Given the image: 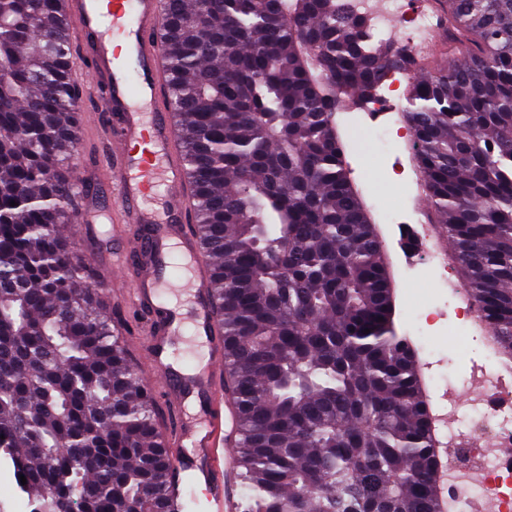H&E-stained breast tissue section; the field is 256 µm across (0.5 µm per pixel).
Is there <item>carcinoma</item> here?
Segmentation results:
<instances>
[{"label": "carcinoma", "instance_id": "cac0c4a2", "mask_svg": "<svg viewBox=\"0 0 512 512\" xmlns=\"http://www.w3.org/2000/svg\"><path fill=\"white\" fill-rule=\"evenodd\" d=\"M200 2L162 0L168 102L214 264L244 512H454L336 126L341 99L362 105L413 60L354 0ZM439 5L453 46L414 74L404 118L434 223L512 361V0ZM72 56L62 0H0V459L33 512H169L158 404L63 234Z\"/></svg>", "mask_w": 512, "mask_h": 512}]
</instances>
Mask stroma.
Segmentation results:
<instances>
[{"instance_id": "1", "label": "stroma", "mask_w": 512, "mask_h": 512, "mask_svg": "<svg viewBox=\"0 0 512 512\" xmlns=\"http://www.w3.org/2000/svg\"><path fill=\"white\" fill-rule=\"evenodd\" d=\"M408 92V87H401L386 111L377 114L344 103L336 122L340 131L351 130L357 135L356 143L346 152V164L386 246L397 286L396 331L410 337L418 353L424 393L433 417L440 421L445 415L439 399L440 373H450L452 397L463 400L476 393L468 378L471 359H498L502 353L493 346L481 321L463 319L458 311V297L465 285L452 248L427 206L413 136L403 117ZM80 116V147L70 168L83 189L81 202L91 204L97 218L83 233L75 252L93 266L97 282L104 285L128 239L118 234L112 222L117 197L112 184L105 180L100 155L108 112L98 100L86 96ZM431 254L442 255L444 267H422L421 259ZM429 306L437 309L439 317L426 327L419 313ZM421 327L426 328V335H418ZM460 332L471 339L469 352L457 349L456 335Z\"/></svg>"}]
</instances>
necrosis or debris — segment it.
Masks as SVG:
<instances>
[{"label":"necrosis or debris","instance_id":"4bbe7bcc","mask_svg":"<svg viewBox=\"0 0 512 512\" xmlns=\"http://www.w3.org/2000/svg\"><path fill=\"white\" fill-rule=\"evenodd\" d=\"M373 22L376 36L404 28L411 44L425 43L437 24L428 11L411 9L409 0H357ZM477 398L466 407L451 405L448 436L458 444V461L448 470V487L458 512H512V387L497 362L471 364Z\"/></svg>","mask_w":512,"mask_h":512}]
</instances>
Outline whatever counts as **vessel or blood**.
Segmentation results:
<instances>
[{"instance_id":"obj_1","label":"vessel or blood","mask_w":512,"mask_h":512,"mask_svg":"<svg viewBox=\"0 0 512 512\" xmlns=\"http://www.w3.org/2000/svg\"><path fill=\"white\" fill-rule=\"evenodd\" d=\"M71 40L88 49L89 88L116 114L108 143L110 178L119 196L114 220L137 228L120 272L135 268L133 305L146 319V332L127 330L130 349L158 378L165 407L163 428L177 490L173 512L194 504L197 512H238V421L225 396L224 359L218 318L209 288V260L188 232L190 186L177 128L164 95L163 18L160 0H64ZM164 192L167 213L157 219L146 202ZM183 261L182 279L164 284L160 267L172 256ZM192 306V334L198 352L193 374L169 361L172 344L184 337L172 309L158 307L163 286ZM194 412H187L189 399Z\"/></svg>"}]
</instances>
